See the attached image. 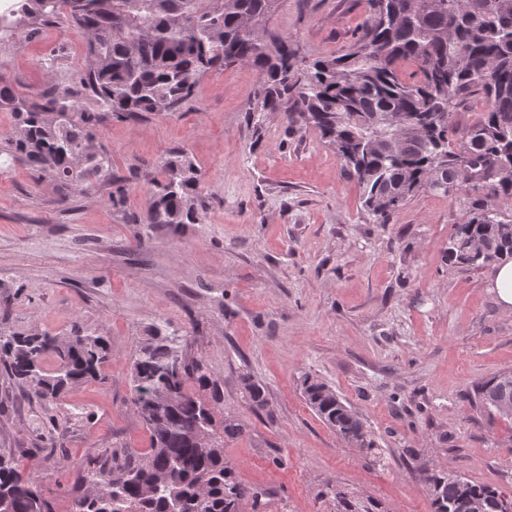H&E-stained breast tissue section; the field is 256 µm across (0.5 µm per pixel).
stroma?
<instances>
[{
  "instance_id": "1",
  "label": "stroma",
  "mask_w": 512,
  "mask_h": 512,
  "mask_svg": "<svg viewBox=\"0 0 512 512\" xmlns=\"http://www.w3.org/2000/svg\"><path fill=\"white\" fill-rule=\"evenodd\" d=\"M366 15V0H278L268 26L314 58L346 48ZM84 56L62 21L0 48V84L74 85ZM258 81L248 65L208 72L179 111L97 125L120 205L109 184L64 194L23 163L0 170V331L77 324L110 346L97 380L52 402L0 370V453L55 512H73L81 464L150 448L129 407L131 372L160 334L206 360L225 414L245 423L224 455L239 481L266 491V512H336L337 488L376 512H431V469L512 499V420L474 399L512 371V308L491 266L448 257L467 189L420 192L379 219L318 130L250 113ZM177 149L202 176L203 221L153 231L139 219ZM246 376L265 385L263 409L246 402ZM307 376L356 412L371 449L321 421L302 395Z\"/></svg>"
}]
</instances>
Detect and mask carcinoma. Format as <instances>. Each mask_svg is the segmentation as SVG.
<instances>
[{"mask_svg": "<svg viewBox=\"0 0 512 512\" xmlns=\"http://www.w3.org/2000/svg\"><path fill=\"white\" fill-rule=\"evenodd\" d=\"M278 0H15L0 13V45L13 47L42 25L70 22L86 38L85 69L77 85H51L21 95L0 87V110L14 113L15 134L0 140L3 164L21 161L63 189L116 183L110 155L96 148L103 113L120 120L175 112L195 96L202 75L246 64L259 72L251 112H281L288 127L312 126L363 188L364 206L386 219L408 198L430 190L449 194L466 185L472 210L454 225L448 256L471 266L512 259V219L483 206V198L512 202V0H366L360 35L334 55L309 58L286 36L262 40L242 26L245 17L266 25ZM416 80L401 77L404 63ZM477 90L486 111L458 131L452 118L460 97ZM403 112L408 126L394 128L389 152L375 141L373 117ZM457 135L448 149V134ZM163 179L144 223L199 224L201 174L183 150L160 164ZM443 170L439 184L433 172ZM106 337L82 327L68 341L44 333H1L0 368L33 387L43 400L95 379L108 354ZM55 359L57 368L45 361ZM252 406L265 404L264 385L246 377ZM309 405L348 443L371 448L368 431L336 391L305 378ZM173 389L171 405L143 391ZM504 389L499 375L477 386L482 408ZM131 406L151 433L149 452H112V465L88 463L91 482L114 471L125 479L109 495L76 498L75 512H238L257 509L264 493L243 485L224 458V438L245 432L233 417L216 421L224 395L201 359L180 355L167 338L141 346L132 368ZM221 424L223 435L216 433ZM160 471L168 482L157 483ZM433 512H450L466 496L489 512H512V502L489 485L460 486L443 470L427 473ZM337 512H373L362 501L336 497ZM0 512H53L33 477H22L11 456L0 454Z\"/></svg>", "mask_w": 512, "mask_h": 512, "instance_id": "1", "label": "carcinoma"}]
</instances>
